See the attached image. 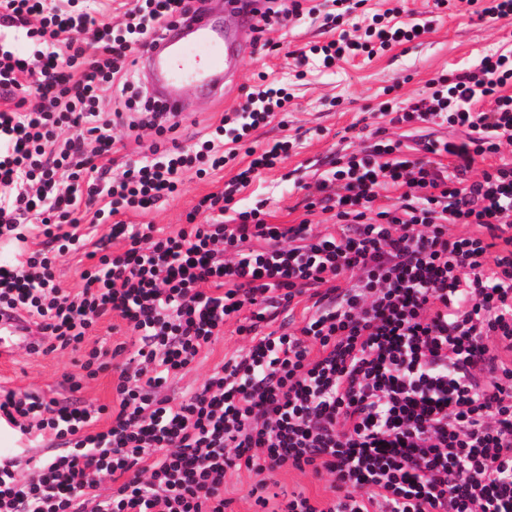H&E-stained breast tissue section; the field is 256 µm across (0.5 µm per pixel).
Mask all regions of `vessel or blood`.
Segmentation results:
<instances>
[{"mask_svg": "<svg viewBox=\"0 0 512 512\" xmlns=\"http://www.w3.org/2000/svg\"><path fill=\"white\" fill-rule=\"evenodd\" d=\"M266 8L267 0H224L231 23L203 14L186 22L176 37H165L142 49L148 77L163 95L162 106L182 115L180 90L184 87L199 88L211 97L223 94L246 50L254 45L255 25ZM41 336L38 327L25 318L0 316V360L13 359L19 349Z\"/></svg>", "mask_w": 512, "mask_h": 512, "instance_id": "obj_1", "label": "vessel or blood"}]
</instances>
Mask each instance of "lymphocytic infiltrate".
<instances>
[{
	"instance_id": "lymphocytic-infiltrate-1",
	"label": "lymphocytic infiltrate",
	"mask_w": 512,
	"mask_h": 512,
	"mask_svg": "<svg viewBox=\"0 0 512 512\" xmlns=\"http://www.w3.org/2000/svg\"><path fill=\"white\" fill-rule=\"evenodd\" d=\"M330 2L322 13L291 0L262 22L322 14L337 38L298 60L327 69L430 29L399 22L394 0L352 34L345 19L367 0ZM205 7L133 0L115 29L80 0H0V239L44 238L0 264V312L39 321L27 353L79 350L87 377L118 373L108 405L0 387V417L21 438L62 448L29 456L28 478L0 458V512H228L226 478L243 469L254 512H512V160L500 158L512 145V48L378 108L392 125L456 137L410 145L376 129L306 184L304 219L271 224L236 196L288 157L290 142L251 141L284 111L286 89L249 86L207 137L169 148L177 125L147 102L136 69L137 50ZM138 107L152 154L114 172L113 131ZM241 154L247 167L199 201L205 223L165 233L125 221L174 197L185 171ZM318 211L333 214L332 231H313ZM101 224L92 266L66 293L59 256ZM109 316L133 346L84 349ZM229 323L246 345L169 396ZM287 469L326 481L328 495L275 492Z\"/></svg>"
}]
</instances>
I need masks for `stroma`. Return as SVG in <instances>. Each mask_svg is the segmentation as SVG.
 <instances>
[{
    "mask_svg": "<svg viewBox=\"0 0 512 512\" xmlns=\"http://www.w3.org/2000/svg\"><path fill=\"white\" fill-rule=\"evenodd\" d=\"M405 6L414 18L430 22L432 29L422 39L371 59L356 57L339 62L330 70L313 61L297 66L293 57L294 51L305 45L330 39L321 20L311 15L266 27L259 32L253 51L243 59L223 99L208 98L193 87L185 89L188 118L175 134L177 144L189 146L205 134L209 124L241 103L242 88L257 82L259 76L288 84L292 99L286 112L255 131L253 139L260 146L293 138L298 144L282 165L256 174L239 198L244 207L265 201L270 223L299 222L303 183L318 177L328 158L362 147L367 132L360 122L368 110L383 101L385 87L397 83L402 98L418 97L431 78L473 68L482 56L495 52L505 38L512 37V22L506 20H481L464 11L441 12L434 9L433 0H406ZM233 174V169L227 168L201 179L194 171H187L174 199L145 215L128 213L126 220L131 224L150 222L167 232L177 230L199 200L222 189ZM241 344L234 325H226L202 363L173 382L171 394L181 396L186 387L201 383L225 354ZM77 358V353L68 349L46 356L19 353L14 361L0 364V384L50 397L71 396L86 403L111 404L113 374L109 371L84 380L79 391H69L64 376L75 372Z\"/></svg>",
    "mask_w": 512,
    "mask_h": 512,
    "instance_id": "1",
    "label": "stroma"
}]
</instances>
